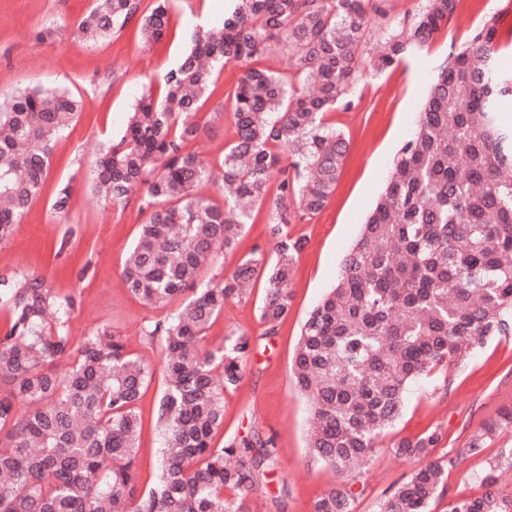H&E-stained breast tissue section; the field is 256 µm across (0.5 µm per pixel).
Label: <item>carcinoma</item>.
<instances>
[{
    "label": "carcinoma",
    "mask_w": 512,
    "mask_h": 512,
    "mask_svg": "<svg viewBox=\"0 0 512 512\" xmlns=\"http://www.w3.org/2000/svg\"><path fill=\"white\" fill-rule=\"evenodd\" d=\"M457 0H423L414 18L379 28L382 74L430 44L455 14ZM171 0H97L77 40L95 42L141 14L145 42H160ZM375 0H236L218 28L198 31L164 78V92H144L123 136L100 149L91 169L97 200L126 205L142 188L146 214L122 271L127 291L150 309L178 307L150 321L160 337L165 388L158 407L159 473L142 487L138 403L154 370L107 327L74 341V300L43 279L0 281L8 329L0 336V512H251L256 473L273 461L272 438L237 435L219 447L224 391L238 387L250 337L201 346L230 298L267 285L261 322L273 331L291 307L288 282L304 248L288 224L324 209L348 149L324 114L351 106L361 76ZM294 78L258 66L272 47ZM496 19L449 54L422 102L415 130L393 157L384 189L342 260L336 284L304 322L293 362L298 392L311 409L309 455L340 479L313 512H352L344 487L404 410L409 386L471 349L512 335V127L498 112L512 99V67ZM243 73L229 104L235 139L217 162L186 149L218 65ZM79 101L32 88L0 105V244L39 197L53 144L79 116ZM276 192L269 195L271 183ZM224 192L219 208L200 194ZM268 204L273 256L260 247L228 277L203 288L205 262L234 250L256 206ZM512 428V410L483 424L468 451ZM439 429L399 439L398 457L418 462L406 481L383 494L376 512H429L454 459L434 455ZM504 449L482 478L477 498L448 512H512L501 494Z\"/></svg>",
    "instance_id": "cac0c4a2"
}]
</instances>
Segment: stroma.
<instances>
[{"label":"stroma","mask_w":512,"mask_h":512,"mask_svg":"<svg viewBox=\"0 0 512 512\" xmlns=\"http://www.w3.org/2000/svg\"><path fill=\"white\" fill-rule=\"evenodd\" d=\"M95 0H0V102L17 91L41 86L69 91L82 102L81 114L55 144L43 190L12 237L0 243V278L16 274L43 277L57 296L76 300L73 334L80 337L98 326H111L129 352L159 366V343H146L145 321L164 317L124 288L121 273L128 250L144 220L137 201L126 207L98 202L90 193V167L100 148L118 141L136 99L145 91L161 93L165 74L191 43L198 19L223 22L233 0H174L164 39L146 47L139 19L112 36L84 46L74 41L79 23ZM498 14L501 43L512 45V0H458L447 27L421 54L382 74L363 69L352 88L350 109L328 112L324 120L342 130L348 150L336 189L325 208L312 218L290 224L291 236L304 238L293 279L288 285L291 307L273 334L259 318L264 283H256L249 299L228 300L206 333L207 346L220 344L236 331L250 336L254 349L237 389L224 395V425L215 445L233 435L259 431L273 438L275 465L250 494L252 512H311L313 503L337 485L335 473L314 461L306 448L309 409L297 393L292 373L301 327L309 312L333 288L340 264L375 205L393 156L409 139L431 77L448 55L461 48L473 31ZM52 36H44V29ZM242 73L228 63L216 71L213 91L201 110L210 117L207 133L189 150L218 161L234 138L230 114L216 115ZM69 187L65 211L52 204L61 187ZM70 236V248L56 254L54 243ZM268 250V210H255L235 251L208 267L205 278H223L254 246ZM161 376H154L140 404L142 433L138 465L144 486L159 469L162 436L157 422ZM512 409V336L497 337L470 351L462 360L413 383L404 412L379 438L376 451L347 483L353 512H375L383 493L403 483L412 470L409 460L394 455L393 444L440 428L439 453L457 456L448 470L445 494L435 497L430 512H448L453 499L482 493L481 477L502 448L512 446V431L487 441L474 455L470 439L482 425Z\"/></svg>","instance_id":"35a3bbf8"}]
</instances>
